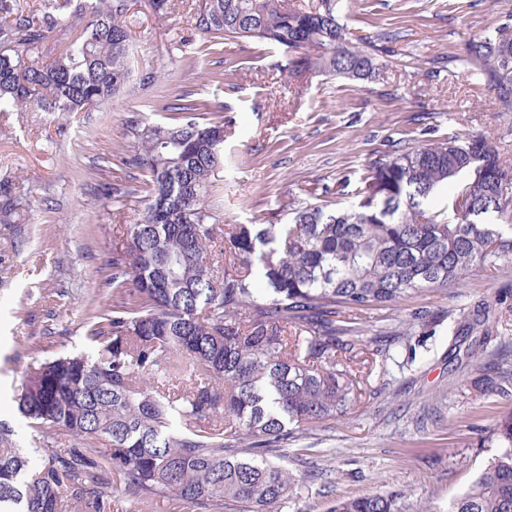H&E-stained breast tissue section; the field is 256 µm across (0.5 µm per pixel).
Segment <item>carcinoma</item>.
Segmentation results:
<instances>
[{"instance_id":"carcinoma-1","label":"carcinoma","mask_w":512,"mask_h":512,"mask_svg":"<svg viewBox=\"0 0 512 512\" xmlns=\"http://www.w3.org/2000/svg\"><path fill=\"white\" fill-rule=\"evenodd\" d=\"M337 0H199L195 28L220 45L255 39L291 54L288 73L369 79L373 37L347 41ZM132 0H0V112L70 114L102 109L133 74ZM77 33L52 39L59 28ZM467 61L512 109V38L485 31ZM188 100L171 124L133 128L131 162L150 176L141 222L112 254L111 312L89 308L96 353L48 359L17 395L37 431L80 448H48L30 465L0 448V512H112L102 472L140 504L155 496L236 512H278L294 489L269 461L296 435L323 428L368 392L386 359L374 339H351L345 312L389 308L446 291L475 267L512 259V165L491 139L468 136L416 147L370 168L351 208L289 206L286 224H222L207 200L224 159V121L203 122ZM464 176L452 216L428 209ZM25 201L0 202L18 224ZM512 304L476 310L452 348L509 326ZM476 478L442 508L403 491L340 497L327 512H512V416L488 428Z\"/></svg>"}]
</instances>
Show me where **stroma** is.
I'll list each match as a JSON object with an SVG mask.
<instances>
[{
    "label": "stroma",
    "instance_id": "obj_1",
    "mask_svg": "<svg viewBox=\"0 0 512 512\" xmlns=\"http://www.w3.org/2000/svg\"><path fill=\"white\" fill-rule=\"evenodd\" d=\"M195 3L177 0L160 18L137 0L128 18L134 73L104 111L0 112V184L29 197L21 223L0 224V431L9 447L45 445L18 411L23 379L44 357L93 349L85 309H111L112 252L145 207L148 173L124 162L131 128L173 122L175 100L205 102L206 118L224 120V165L210 197L227 224L285 223L293 200L356 205L369 166L399 141L484 135L512 162V111L462 62L474 35L512 25V0H340L349 40L375 38L383 67L368 80L288 76L289 53L267 42L209 48L192 22ZM102 182L111 194L98 193ZM505 297L512 261L349 321L351 336L389 337L395 363L370 400L289 443L295 487L284 512H326L336 498L398 488L444 506L467 488L486 429L512 414V396L493 392L498 372L512 370V333L458 366L448 331L477 304ZM416 314L433 333L403 374L397 363L410 352L398 337ZM107 491L112 512H214L163 496L140 505L115 480Z\"/></svg>",
    "mask_w": 512,
    "mask_h": 512
}]
</instances>
